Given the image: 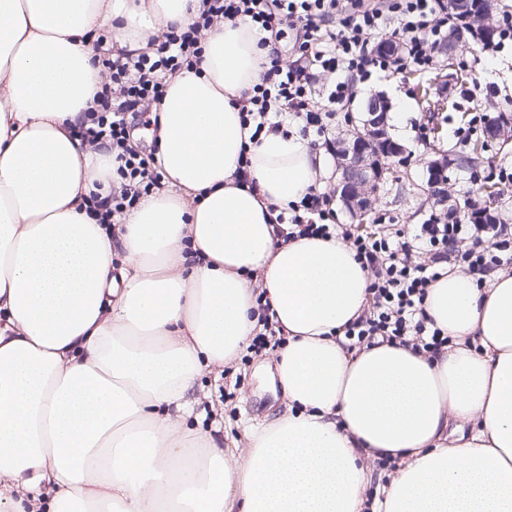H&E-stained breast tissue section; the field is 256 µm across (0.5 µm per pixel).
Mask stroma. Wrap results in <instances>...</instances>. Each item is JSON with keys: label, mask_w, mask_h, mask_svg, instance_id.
Wrapping results in <instances>:
<instances>
[{"label": "stroma", "mask_w": 512, "mask_h": 512, "mask_svg": "<svg viewBox=\"0 0 512 512\" xmlns=\"http://www.w3.org/2000/svg\"><path fill=\"white\" fill-rule=\"evenodd\" d=\"M466 62L474 85L444 84L446 63L442 60L431 71L406 66L382 75L374 83L360 85L354 100L346 106L347 117L337 118L334 133L339 136L351 129L365 99L376 93L383 94L390 107L401 108L404 114L403 129L392 132L405 148L397 166L399 179L380 187L372 217L382 216L393 224L423 223L433 207L424 192L426 163L434 152L462 143L463 127L455 114L422 109V85L443 84L445 95L452 97L464 112L477 102L490 115L504 109L512 111V53L494 57L470 55ZM271 355L268 349L258 353L248 349L224 371H208L201 377L204 396L195 409V417L216 440L246 441L253 429L272 420L281 410L282 396L271 388L264 365Z\"/></svg>", "instance_id": "stroma-1"}]
</instances>
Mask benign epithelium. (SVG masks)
<instances>
[{"label": "benign epithelium", "instance_id": "obj_1", "mask_svg": "<svg viewBox=\"0 0 512 512\" xmlns=\"http://www.w3.org/2000/svg\"><path fill=\"white\" fill-rule=\"evenodd\" d=\"M363 112L360 125L336 142L340 174L336 190L341 201L362 218L371 210L376 184L390 179L393 153L400 150L389 136V106L385 99L377 95L369 97ZM453 166L445 155L427 163L429 198L450 209L457 204L448 182V169Z\"/></svg>", "mask_w": 512, "mask_h": 512}]
</instances>
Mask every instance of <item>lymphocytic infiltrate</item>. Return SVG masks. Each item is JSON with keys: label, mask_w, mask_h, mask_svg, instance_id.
<instances>
[{"label": "lymphocytic infiltrate", "mask_w": 512, "mask_h": 512, "mask_svg": "<svg viewBox=\"0 0 512 512\" xmlns=\"http://www.w3.org/2000/svg\"><path fill=\"white\" fill-rule=\"evenodd\" d=\"M444 9L442 0H202L191 26H169L140 54L102 59L108 76L87 109L89 126L77 133L93 149L111 152L112 177L120 188L105 196L92 194L93 211L109 219L161 188L163 175L153 155L132 145L134 121L144 106L160 102L168 77L199 70L204 30L245 18L269 32L265 71L238 100L244 125L258 134L277 133L293 121L302 135L315 136L332 153L336 141L328 133L336 112L354 98L357 84L393 66L389 57L370 49L372 37L391 28L403 49L402 61L432 69L435 47L448 35ZM322 72L341 78L321 85L317 76ZM277 221L287 225V236L294 240L341 239L367 271L372 304L342 331L351 348L380 342L438 354L448 337L425 313L429 286L452 266L485 276L512 264L511 225L456 224L435 211L411 228L383 224L362 235L340 223L331 196L316 186L282 209ZM468 238L473 246L467 250Z\"/></svg>", "instance_id": "1"}]
</instances>
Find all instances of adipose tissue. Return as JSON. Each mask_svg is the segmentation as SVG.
<instances>
[{
    "label": "adipose tissue",
    "instance_id": "obj_1",
    "mask_svg": "<svg viewBox=\"0 0 512 512\" xmlns=\"http://www.w3.org/2000/svg\"><path fill=\"white\" fill-rule=\"evenodd\" d=\"M200 0H0V512H512V275L453 270L424 308L438 356L348 348L369 275L336 238L285 240L270 212L328 176L298 129L249 144L234 97L262 32L204 31L166 82L161 189L88 212L112 156L73 129L100 90L88 38L138 52ZM257 191L236 185L241 155ZM267 300L288 411L223 448L190 426L205 369L246 350ZM397 463L369 494L372 465Z\"/></svg>",
    "mask_w": 512,
    "mask_h": 512
}]
</instances>
